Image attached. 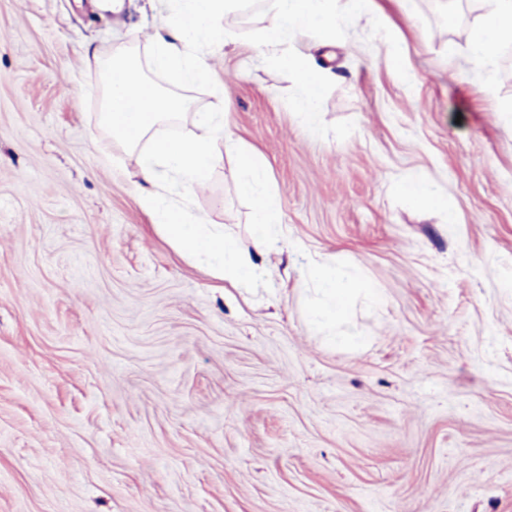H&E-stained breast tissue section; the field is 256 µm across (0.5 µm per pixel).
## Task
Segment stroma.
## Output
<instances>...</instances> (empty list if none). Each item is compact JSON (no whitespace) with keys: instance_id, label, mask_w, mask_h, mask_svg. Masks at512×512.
<instances>
[{"instance_id":"1","label":"stroma","mask_w":512,"mask_h":512,"mask_svg":"<svg viewBox=\"0 0 512 512\" xmlns=\"http://www.w3.org/2000/svg\"><path fill=\"white\" fill-rule=\"evenodd\" d=\"M0 0V512H512V44L475 64L487 0H377L336 45L314 137L289 78L224 20L208 63L229 131L280 196L270 286L214 279L142 208L137 157L99 124L106 58L146 52L145 0ZM398 41L408 70L390 68ZM444 200L416 207L398 183ZM196 214L253 251L232 157ZM352 297L334 344L311 268Z\"/></svg>"}]
</instances>
